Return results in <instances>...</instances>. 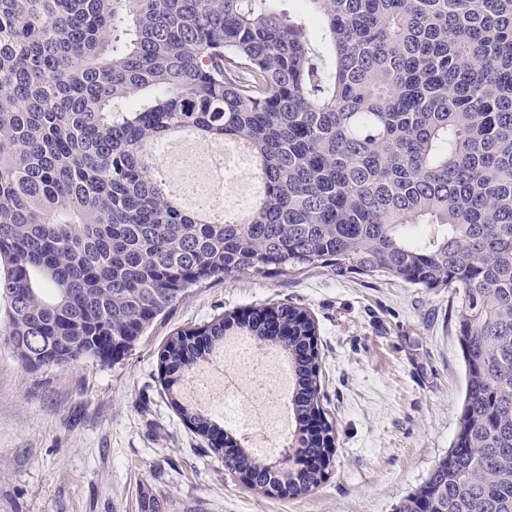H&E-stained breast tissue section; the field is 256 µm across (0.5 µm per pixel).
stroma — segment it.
<instances>
[{"label":"stroma","instance_id":"obj_1","mask_svg":"<svg viewBox=\"0 0 512 512\" xmlns=\"http://www.w3.org/2000/svg\"><path fill=\"white\" fill-rule=\"evenodd\" d=\"M292 303L315 320L336 430L324 482L256 493L179 419L158 356L176 331ZM447 290L314 269L230 278L159 316L131 350L32 371L0 344V512H396L456 433L464 368Z\"/></svg>","mask_w":512,"mask_h":512}]
</instances>
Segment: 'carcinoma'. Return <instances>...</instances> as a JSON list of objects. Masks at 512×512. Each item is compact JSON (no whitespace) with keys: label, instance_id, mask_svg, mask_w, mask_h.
Segmentation results:
<instances>
[{"label":"carcinoma","instance_id":"1","mask_svg":"<svg viewBox=\"0 0 512 512\" xmlns=\"http://www.w3.org/2000/svg\"><path fill=\"white\" fill-rule=\"evenodd\" d=\"M0 0V341L32 370L108 362L204 284L328 268L446 288L465 391L448 454L397 512H512V0ZM188 132L246 143L261 193L235 220L180 205L146 152ZM226 318L159 355L179 401ZM241 327L285 355L296 428L278 468H224L297 498L320 486L325 415L310 313L259 307Z\"/></svg>","mask_w":512,"mask_h":512}]
</instances>
